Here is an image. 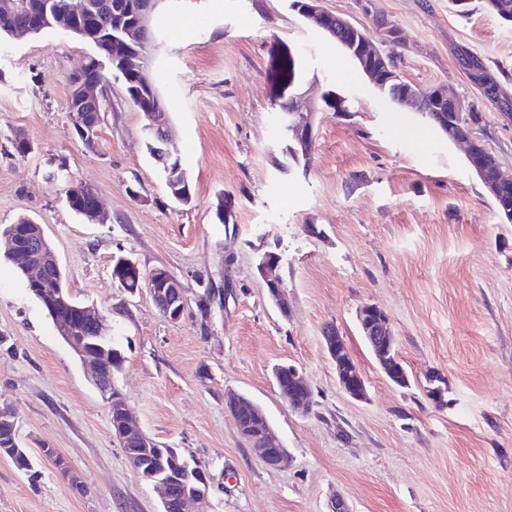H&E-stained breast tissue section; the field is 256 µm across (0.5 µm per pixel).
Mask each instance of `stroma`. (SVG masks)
Listing matches in <instances>:
<instances>
[{
    "label": "stroma",
    "mask_w": 512,
    "mask_h": 512,
    "mask_svg": "<svg viewBox=\"0 0 512 512\" xmlns=\"http://www.w3.org/2000/svg\"><path fill=\"white\" fill-rule=\"evenodd\" d=\"M372 33L420 89L445 83L483 115L487 148L512 169V121L461 68L481 58L512 96V26L448 0H322ZM396 28L378 35L376 20ZM152 74L171 120L193 201H173L150 158L141 112L110 80L97 151L67 119L68 76L91 47L53 29L0 40V225L41 224L70 293L104 311L124 356L117 385L159 445L208 466L199 512H512V223L497 211L464 148L389 103L290 0H162L151 17ZM299 62L314 102L312 156L295 161L280 135L272 74L282 50ZM343 111L325 106V94ZM24 133L31 153L10 143ZM68 175L53 177L56 161ZM87 184L108 214L88 224L66 205ZM234 221L219 223L218 205ZM0 241V408L17 412L32 460L0 457V512H159L156 490L128 466L109 408ZM282 256L288 311L267 297L255 264ZM126 255L166 267L184 285L176 322L148 291L127 297L112 278ZM367 303L389 314L411 385L390 383L359 330ZM335 327L367 398L347 396L324 347ZM289 363L313 393L293 411L272 375ZM440 372L446 403L426 395ZM266 412L292 462L264 465L239 435L224 396ZM59 449L88 487L76 495L41 456Z\"/></svg>",
    "instance_id": "obj_1"
}]
</instances>
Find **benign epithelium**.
I'll return each mask as SVG.
<instances>
[{"instance_id": "obj_1", "label": "benign epithelium", "mask_w": 512, "mask_h": 512, "mask_svg": "<svg viewBox=\"0 0 512 512\" xmlns=\"http://www.w3.org/2000/svg\"><path fill=\"white\" fill-rule=\"evenodd\" d=\"M160 0H137L135 17L127 23L118 24V34L101 27L93 21L99 5L91 0H67L62 8L54 9L55 24L62 31L78 37L95 48L91 55L98 64L99 78L94 81L77 82L73 88V98L80 106L94 104L101 100L104 91V67L108 63L120 61L125 67L132 68L140 77V93L154 98L153 112L148 114L150 128L156 133L154 155L158 162L166 167L169 180L174 182L179 177L180 166L172 163L175 143L168 133L169 113L159 99L153 85L144 74L143 54L150 50L149 21ZM321 0H303L296 6L301 14L312 21H323L328 12L321 5ZM353 55L364 69L375 88H380L383 78L378 76L381 51L373 46L370 37L364 36L351 46ZM439 107L441 112H453L462 116L471 111V105L465 103L456 92L446 84L431 87L423 94ZM420 89L414 87L407 91L397 103L418 107V98L423 96ZM290 109L285 111L289 116L287 126L290 138L301 150L306 151L313 142L314 109L305 102L304 96L292 92L289 96ZM456 142L465 145L470 167L480 178L488 192L507 212L512 215V173H506L501 166L489 164L479 151L477 135L466 134ZM84 220L89 224H102L105 216L101 210L97 194H92L88 206L82 211ZM0 236L5 237L11 245L10 255L20 267L28 280L29 288L38 292L44 288H59L62 282V266L46 240L43 228L39 224L32 227H13L0 229ZM281 256H260L257 271L267 288L269 299L280 309H286V291L282 279L272 275V269L279 266ZM54 272L56 282L47 280V273ZM142 270L139 264L131 259L122 262L121 270L112 278L125 287L133 279H140ZM152 301L159 313L171 322L180 320L177 312L178 303L186 300L184 285L165 267H155L146 279ZM61 306L50 305L49 316L53 320L57 334L70 346L79 359L92 368V381L107 403L108 408L118 410V420L112 432L123 447L127 463L138 477L145 483L161 490L160 512H186L190 502L202 503L208 495L209 484L190 491L183 487V463L179 457H170L164 461L156 456L154 441L134 425L129 405L110 376L104 374L102 358L89 350V337L81 336L75 326L87 323L106 330V317L99 310L86 304H72L58 295ZM357 319L365 329L370 344L378 351L379 365L384 373L391 371L392 362L388 355L395 341L391 320L387 312L376 304L364 305L357 314ZM338 332L334 328L327 329L323 340L328 354L336 366V375L343 391L352 399L362 401L367 398L364 377L352 363L338 358L336 339ZM274 381L280 395L294 411L308 414L313 407L308 383L299 369L290 364H282L275 368ZM225 407L234 419L237 429L248 443L252 453L270 468H282L291 463V457L280 438L273 432L270 423L254 435L248 432L247 424L252 418L263 415L259 405L243 395H233L225 402Z\"/></svg>"}]
</instances>
